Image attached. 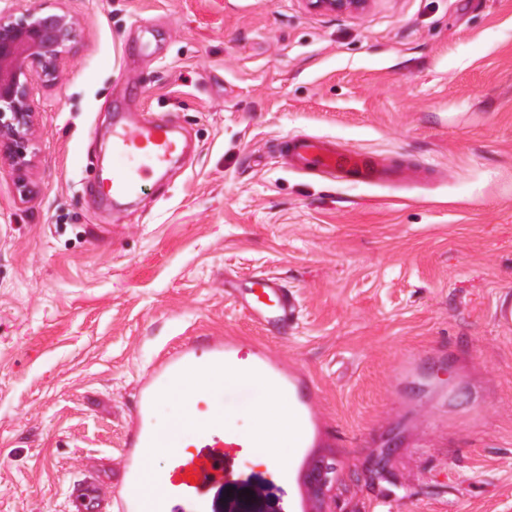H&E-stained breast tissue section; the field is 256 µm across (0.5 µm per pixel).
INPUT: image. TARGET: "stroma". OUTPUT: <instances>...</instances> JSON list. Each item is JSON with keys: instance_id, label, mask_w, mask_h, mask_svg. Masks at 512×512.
<instances>
[{"instance_id": "35a3bbf8", "label": "stroma", "mask_w": 512, "mask_h": 512, "mask_svg": "<svg viewBox=\"0 0 512 512\" xmlns=\"http://www.w3.org/2000/svg\"><path fill=\"white\" fill-rule=\"evenodd\" d=\"M78 20L35 81L31 165L0 163V512L113 506L140 380L173 347L257 341L317 389L325 448L233 457L208 512H289L336 462L329 512H512V0H0ZM152 112L191 149L121 206L94 198L112 124ZM316 135L414 175L290 169ZM294 292L262 330L224 276ZM69 497L81 500L87 512L102 510L103 497L97 482L91 477L86 478L69 488Z\"/></svg>"}]
</instances>
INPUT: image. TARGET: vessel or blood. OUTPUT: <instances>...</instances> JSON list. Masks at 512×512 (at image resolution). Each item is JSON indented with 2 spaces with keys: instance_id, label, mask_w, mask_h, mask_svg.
I'll return each instance as SVG.
<instances>
[{
  "instance_id": "1",
  "label": "vessel or blood",
  "mask_w": 512,
  "mask_h": 512,
  "mask_svg": "<svg viewBox=\"0 0 512 512\" xmlns=\"http://www.w3.org/2000/svg\"><path fill=\"white\" fill-rule=\"evenodd\" d=\"M280 146L287 164L307 174L381 186L392 182L398 173L394 164L323 138L293 136L283 139ZM184 149L178 132L168 125L146 117L117 124L112 130V175L102 188V198L118 201L139 194L147 176L166 172L174 155ZM224 292L233 296L254 321L280 333H287L296 320V297L277 277L228 279ZM228 370L260 376L286 397L300 447H318L321 418L314 405V387L302 369L286 365L233 336L210 337L203 349L187 341L153 363L139 390L136 420L124 439L126 462L118 499L122 512H169L173 498L201 497L204 485L223 482L226 449L255 447L256 436L225 435L223 415L212 413L194 421L193 437L179 438V450L172 457L169 471L157 475L144 467L147 450L161 447L165 441L152 423L155 379L171 385L194 382L192 400L197 403L223 393L224 373ZM188 471L196 475V483L185 479ZM69 495L82 501L86 512H100L102 508L103 497L94 479L72 485Z\"/></svg>"
}]
</instances>
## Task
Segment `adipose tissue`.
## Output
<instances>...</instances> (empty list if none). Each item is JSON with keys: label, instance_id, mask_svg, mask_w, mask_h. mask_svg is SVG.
<instances>
[{"label": "adipose tissue", "instance_id": "obj_1", "mask_svg": "<svg viewBox=\"0 0 512 512\" xmlns=\"http://www.w3.org/2000/svg\"><path fill=\"white\" fill-rule=\"evenodd\" d=\"M251 385L256 393L253 404V424L250 434L260 438L261 443L255 448L257 457L269 464H276V449L292 446L297 436L286 420V405L266 383L253 379Z\"/></svg>", "mask_w": 512, "mask_h": 512}]
</instances>
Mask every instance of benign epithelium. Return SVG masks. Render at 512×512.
Listing matches in <instances>:
<instances>
[{
    "label": "benign epithelium",
    "instance_id": "obj_1",
    "mask_svg": "<svg viewBox=\"0 0 512 512\" xmlns=\"http://www.w3.org/2000/svg\"><path fill=\"white\" fill-rule=\"evenodd\" d=\"M367 0H310L312 7L336 13L357 10ZM76 22L64 12L32 11L18 18L0 17V145L10 163L21 169L29 164L26 143L32 133L34 112L30 85L52 79L61 49L71 40ZM335 464L322 458L309 473V493L324 504L335 484Z\"/></svg>",
    "mask_w": 512,
    "mask_h": 512
}]
</instances>
